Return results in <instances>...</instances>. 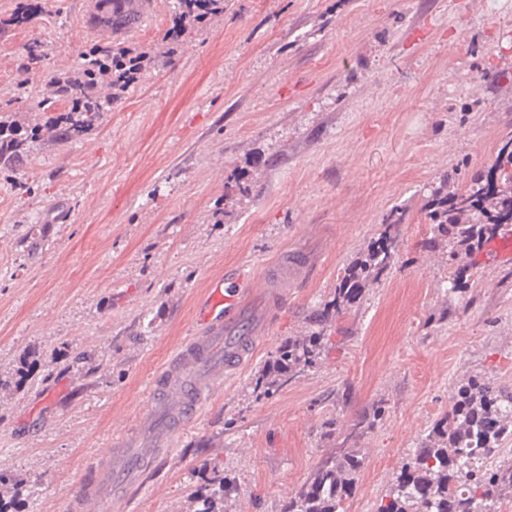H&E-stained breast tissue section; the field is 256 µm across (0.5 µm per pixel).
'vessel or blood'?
I'll return each mask as SVG.
<instances>
[{
  "instance_id": "b4317fda",
  "label": "vessel or blood",
  "mask_w": 512,
  "mask_h": 512,
  "mask_svg": "<svg viewBox=\"0 0 512 512\" xmlns=\"http://www.w3.org/2000/svg\"><path fill=\"white\" fill-rule=\"evenodd\" d=\"M287 280L288 267L282 264L261 280L242 273L211 284L200 305L199 330L181 343L154 382L147 413L126 431L121 447L113 449L111 479L90 469L75 512H105L108 498L123 497L141 480L159 448L194 418L215 383L251 359L260 341L245 325L252 297L278 300Z\"/></svg>"
}]
</instances>
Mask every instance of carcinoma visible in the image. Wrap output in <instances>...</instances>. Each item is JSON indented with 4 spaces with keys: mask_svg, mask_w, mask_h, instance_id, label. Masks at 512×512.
I'll return each instance as SVG.
<instances>
[{
    "mask_svg": "<svg viewBox=\"0 0 512 512\" xmlns=\"http://www.w3.org/2000/svg\"><path fill=\"white\" fill-rule=\"evenodd\" d=\"M106 23L117 28L136 25L138 17L127 0H99ZM39 6L26 3L0 27H19L37 15ZM52 48L39 41L25 49L27 64L14 96L0 109V177L14 181L31 144L42 136L61 142L80 140L128 89L116 85V68L129 63L131 50L112 49L97 42L80 55L72 71H48ZM44 79V89L66 103L61 112L29 127L7 115L12 104L32 100V77ZM431 231L456 245L481 246L512 224V132L498 149L487 174L473 179L453 199L437 197L426 214ZM407 211L392 208L383 219L377 239L367 252L345 270L333 299L321 312L323 319L345 313L361 297L367 283H380L389 274L399 246ZM323 336L312 334L283 343L263 370L257 386L270 398L298 374L314 367ZM385 403L377 402L369 414L351 426L349 437L360 439L383 420ZM512 440V387L483 373L471 376L450 398L448 413L434 423L414 453L393 473L376 512H499L512 503V462L499 460L502 445ZM363 456L358 448H340L322 460L310 477L291 495L285 512H344L354 496ZM237 489L235 479L216 470L195 491L202 508L216 512L215 501Z\"/></svg>",
    "mask_w": 512,
    "mask_h": 512,
    "instance_id": "obj_1",
    "label": "carcinoma"
}]
</instances>
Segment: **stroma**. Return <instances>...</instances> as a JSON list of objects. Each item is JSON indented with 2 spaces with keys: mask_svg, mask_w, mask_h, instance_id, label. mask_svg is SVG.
<instances>
[{
  "mask_svg": "<svg viewBox=\"0 0 512 512\" xmlns=\"http://www.w3.org/2000/svg\"><path fill=\"white\" fill-rule=\"evenodd\" d=\"M0 33V102L24 46L76 67L97 11L41 0ZM176 0H156L113 47L160 45ZM512 130V0H224L84 138L34 144L27 194L0 180V497L70 512L115 429L145 414L149 383L196 327L225 272L301 260L252 360L224 381L132 492L135 512H195L203 468L238 491L216 512H284L350 426L361 440L345 512H375L390 476L454 389L477 372L512 385V258L428 244L425 206L486 173ZM460 180L444 183L451 169ZM406 208L387 279L337 320L319 313L345 268ZM465 287L446 290L451 270ZM323 334L316 366L272 398L256 375L289 337ZM33 373L20 379L21 363ZM387 411V407L383 401H378L372 407L368 415L359 417L351 426V432L348 438L360 439L371 432L378 423L383 420Z\"/></svg>",
  "mask_w": 512,
  "mask_h": 512,
  "instance_id": "obj_1",
  "label": "stroma"
}]
</instances>
